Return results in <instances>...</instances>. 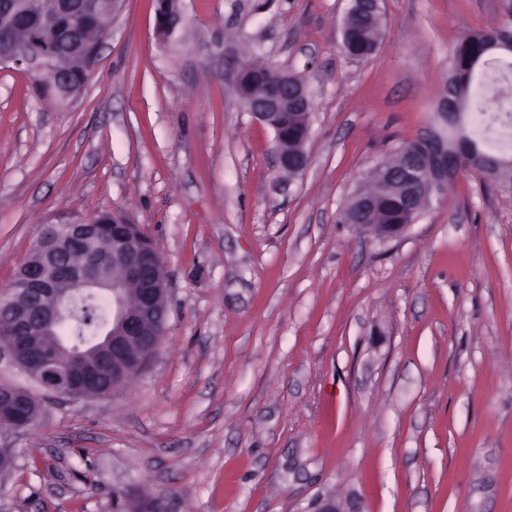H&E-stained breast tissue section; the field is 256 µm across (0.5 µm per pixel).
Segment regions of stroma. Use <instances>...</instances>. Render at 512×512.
<instances>
[{"label":"stroma","mask_w":512,"mask_h":512,"mask_svg":"<svg viewBox=\"0 0 512 512\" xmlns=\"http://www.w3.org/2000/svg\"><path fill=\"white\" fill-rule=\"evenodd\" d=\"M123 0L82 92L0 65V290L46 221L128 215L169 275L166 332L112 396L0 430V512H512V179L460 174L401 237L342 223L365 172L435 121L463 37L507 0ZM312 100L307 168L235 93L246 56ZM157 30L159 36L163 38L171 37L178 28L179 18L174 19L171 13V3L173 10H178L177 1L157 0ZM380 12L376 17L362 16L356 11L349 14L346 22V40L351 47L353 60L370 59L379 47Z\"/></svg>","instance_id":"1"}]
</instances>
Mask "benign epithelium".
I'll use <instances>...</instances> for the list:
<instances>
[{
    "label": "benign epithelium",
    "mask_w": 512,
    "mask_h": 512,
    "mask_svg": "<svg viewBox=\"0 0 512 512\" xmlns=\"http://www.w3.org/2000/svg\"><path fill=\"white\" fill-rule=\"evenodd\" d=\"M121 0H111L104 9L100 0H48L33 17L23 0H0V64L24 66L58 86L71 81L64 45L79 38L73 22H95L113 14ZM157 30L168 38L177 28L171 2L157 0ZM108 30L85 41L81 78L90 76ZM247 111L274 132L278 169L290 175L308 165L306 144L310 128L294 136L279 125V114L288 107L308 108L310 95L295 77L280 72L273 85L245 98ZM453 101L443 97L436 113L439 126L401 148L395 167L371 170L369 180L378 187H392L399 207L416 219L432 202L448 195V183L465 171L497 176L507 160L480 151L464 135L463 116L453 111ZM359 213L379 205V194L360 190L355 195ZM407 224H376L373 232L382 240L401 236ZM112 290V318L104 332L89 343H73L59 336L67 322L72 292ZM168 282L160 253L152 238L139 225L121 215L107 221L72 220L58 246L48 256L31 255L19 268L11 287L0 292V301L11 318L0 328V359H7L29 374L43 391L74 399L109 396L141 371L155 352L166 329ZM1 399L23 401L30 409L19 420L3 418L13 429L30 428L40 403L32 393L0 390Z\"/></svg>",
    "instance_id": "obj_1"
}]
</instances>
